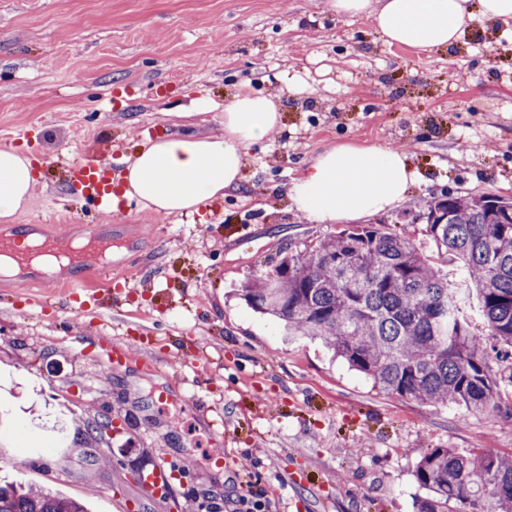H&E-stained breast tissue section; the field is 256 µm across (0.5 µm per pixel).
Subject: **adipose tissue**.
<instances>
[{
  "mask_svg": "<svg viewBox=\"0 0 512 512\" xmlns=\"http://www.w3.org/2000/svg\"><path fill=\"white\" fill-rule=\"evenodd\" d=\"M339 17L372 15L386 43L421 49L454 45L472 24L512 19V0H331ZM280 122L268 96L244 92L224 107L218 133L165 134L126 160L113 202L136 201L165 215L198 212L240 184L250 148ZM39 172L28 154L0 149V222L9 224L32 196ZM403 153L379 145L330 146L293 180L295 209L320 224L357 222L395 208L413 182Z\"/></svg>",
  "mask_w": 512,
  "mask_h": 512,
  "instance_id": "1",
  "label": "adipose tissue"
}]
</instances>
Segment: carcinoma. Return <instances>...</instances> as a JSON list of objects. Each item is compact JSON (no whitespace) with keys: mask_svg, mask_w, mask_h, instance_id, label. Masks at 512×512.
<instances>
[{"mask_svg":"<svg viewBox=\"0 0 512 512\" xmlns=\"http://www.w3.org/2000/svg\"><path fill=\"white\" fill-rule=\"evenodd\" d=\"M427 232L461 262L450 281L408 239L368 225L345 230L303 252H290L242 288L257 313L285 322L296 336L320 337L336 356L380 390L428 405L473 412L500 409L498 379L481 338L512 349V208L481 195L446 194L427 204ZM477 295V308L469 298ZM111 418L87 422V440L101 444ZM414 478L427 491L415 512H512V455L483 448L464 455L435 448ZM0 512H89L87 502L0 484Z\"/></svg>","mask_w":512,"mask_h":512,"instance_id":"carcinoma-1","label":"carcinoma"}]
</instances>
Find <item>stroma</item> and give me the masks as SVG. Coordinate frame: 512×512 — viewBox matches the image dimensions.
Returning a JSON list of instances; mask_svg holds the SVG:
<instances>
[{
    "label": "stroma",
    "instance_id": "1",
    "mask_svg": "<svg viewBox=\"0 0 512 512\" xmlns=\"http://www.w3.org/2000/svg\"><path fill=\"white\" fill-rule=\"evenodd\" d=\"M249 87L279 103L281 121L224 199L193 215L132 201L99 217L75 198L71 161L92 152L120 172L184 122L218 131L225 105ZM335 144L403 151L416 178L369 223L455 274L458 260L422 214L447 192L512 200V20L421 50L385 44L369 17L337 19L329 0H0V149L30 152L41 173L0 236L83 238L94 217L113 267L129 270L79 315L63 290L72 278L100 288L95 261L0 277V476L86 499L91 512H233L248 490L270 512H414L413 471L429 450L512 453L508 383L500 410L481 413L389 395L322 339L287 338L242 299L284 248L343 231L309 220L286 194ZM113 340L152 357L154 370L107 371L100 346ZM100 411L116 430L107 465L84 436ZM219 433L236 458L220 478ZM163 456L176 477L158 503L137 478Z\"/></svg>",
    "mask_w": 512,
    "mask_h": 512
}]
</instances>
